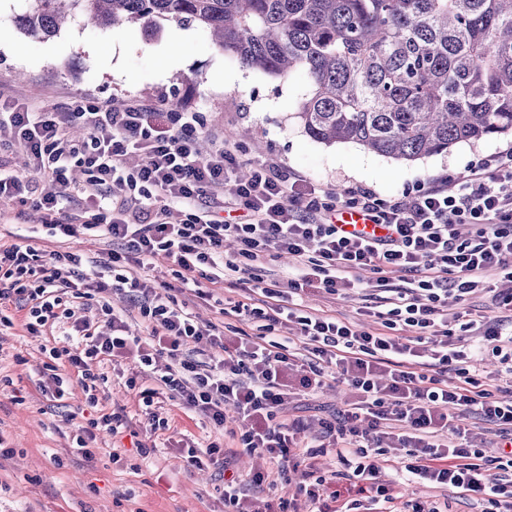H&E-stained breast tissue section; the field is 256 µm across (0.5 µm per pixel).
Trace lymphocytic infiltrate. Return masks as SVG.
<instances>
[{
	"mask_svg": "<svg viewBox=\"0 0 512 512\" xmlns=\"http://www.w3.org/2000/svg\"><path fill=\"white\" fill-rule=\"evenodd\" d=\"M205 129L202 113L165 112L139 100L115 108L81 99L68 112L16 103L0 111V153L19 151L29 160L25 175L0 169V200L47 211L48 237L82 235L113 244L101 260L109 277L93 282L84 277L81 252L0 244V331L19 322L30 336L59 329L70 339L45 355L52 397L62 398L75 382L93 410L74 431L75 450L94 460L98 436L126 428L123 414L100 409L99 394L103 364L130 360L141 377L126 386L151 430L168 425L153 409L164 391L215 427L231 415L247 422L239 447L265 457L279 477L304 458L336 452L349 467L344 482L319 475L296 487L309 512H386L389 504L402 512H441L400 501L392 487L378 483L374 455L403 464L408 479L480 493L491 507L512 512V401L495 400L478 369L488 350L512 375V330L473 320L454 330L446 313L449 298L483 289L487 274L512 284V148L471 164L450 186L412 189L403 202L362 186L336 196L276 174L226 140L200 162L197 141ZM133 155L140 158L134 167L128 164ZM76 167L87 175L80 185L70 181ZM243 167L245 180L237 175ZM174 206L185 213L182 223L168 221ZM229 209L242 211V218L227 221ZM343 210L361 213L375 232L339 228L336 214ZM462 224L471 225L469 238L460 237ZM283 254L300 263L286 282L256 275L259 264ZM158 255L199 299L212 298L203 281L223 276L231 287L260 291L262 305L238 301L233 313L266 321L271 330L289 322L292 336L259 344L201 324L187 305L140 276ZM366 270L377 273L374 288L384 295L375 313L383 333L284 304L290 293L357 292L364 287L358 274ZM393 273L406 274L404 286L392 287ZM114 294L137 306L138 330L115 312ZM463 333L481 337V344L461 343ZM297 337L309 346L312 362L298 363ZM200 343L220 346L222 359L197 361L191 347ZM163 356L170 363L162 368ZM328 364L354 400L339 422L326 424V442L302 453L283 413L292 395L324 387ZM145 377L151 386L142 385ZM476 407L499 428L494 450L456 423ZM388 421L398 423L400 433L386 431ZM267 478L258 472L245 483L226 474L225 508L289 512L291 500L274 505L246 496L245 486L261 487Z\"/></svg>",
	"mask_w": 512,
	"mask_h": 512,
	"instance_id": "1",
	"label": "lymphocytic infiltrate"
}]
</instances>
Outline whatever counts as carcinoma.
Here are the masks:
<instances>
[{"label":"carcinoma","instance_id":"1","mask_svg":"<svg viewBox=\"0 0 512 512\" xmlns=\"http://www.w3.org/2000/svg\"><path fill=\"white\" fill-rule=\"evenodd\" d=\"M38 39L84 16L107 28L163 21L208 29L243 67L313 90L298 118L312 140L400 161L512 136V0H24Z\"/></svg>","mask_w":512,"mask_h":512}]
</instances>
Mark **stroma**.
<instances>
[{
  "label": "stroma",
  "mask_w": 512,
  "mask_h": 512,
  "mask_svg": "<svg viewBox=\"0 0 512 512\" xmlns=\"http://www.w3.org/2000/svg\"><path fill=\"white\" fill-rule=\"evenodd\" d=\"M21 0H0V93L21 98L35 110L63 111L73 101L96 98L113 106L137 98L167 108L179 99L184 110L204 113L207 134L202 153L214 138L230 141L248 157L276 163L279 171L327 186L336 192L364 186L383 197H401L405 188L466 175L472 162L512 146V136L462 142L448 152L412 162L398 161L367 151L354 143L331 146L313 141L296 116L310 91L304 74L274 79L242 67L212 44L196 25L162 22L158 36L150 37L132 25L93 28L73 21L47 40L25 35L12 17ZM43 210L0 203V240L47 243L39 234ZM308 311L329 314L371 333L382 326L364 314L356 296L308 294ZM448 311L464 320H509L512 312L498 308L487 291L466 300H449ZM41 339L15 326L0 337V376L13 380L12 390L0 391V437L12 448L0 457V512H224L217 469L186 470L183 450L189 441H223L207 419L188 412L179 401L161 396L160 411L167 429L149 431L125 381L137 375L134 363H105L108 380L102 388L108 409L123 411L131 432L153 446L139 459L129 436L101 435L95 461H85L72 448V431L85 407L79 385L64 400H53L39 386L44 362ZM352 393L341 380L327 378L315 394L296 396L284 413L304 428L299 442L319 434L322 420L343 410ZM119 462H112L111 454ZM380 483L397 487L404 499L418 503H448L449 512H484L482 495L419 482H401L394 463L375 460Z\"/></svg>",
  "instance_id": "35a3bbf8"
}]
</instances>
